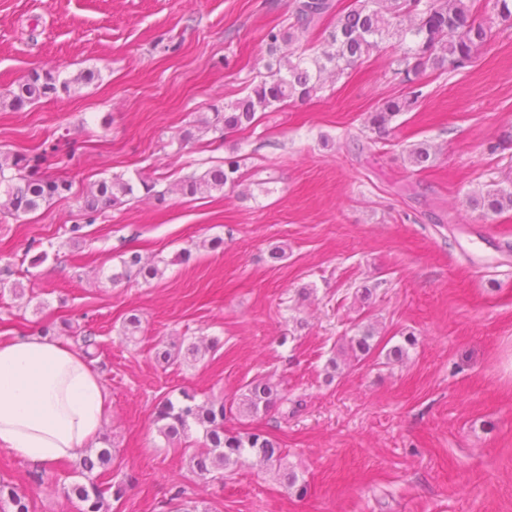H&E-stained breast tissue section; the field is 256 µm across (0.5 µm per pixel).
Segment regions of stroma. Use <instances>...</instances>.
<instances>
[{
	"label": "stroma",
	"mask_w": 512,
	"mask_h": 512,
	"mask_svg": "<svg viewBox=\"0 0 512 512\" xmlns=\"http://www.w3.org/2000/svg\"><path fill=\"white\" fill-rule=\"evenodd\" d=\"M292 3L0 0V154L63 134L77 152L54 170L76 190L115 174L134 188L76 242L75 200L0 216V267L25 287L21 298L0 288V337L65 320L95 334L114 448L106 478L126 487L109 512H174L180 488L209 512H512V211L485 217L468 204L512 180V145L490 148L512 131V30L465 70L427 72L414 109L380 135L369 113L404 90L386 68L391 42L317 97L220 140L199 132L211 105L267 75L266 34L293 23ZM42 68L98 77L4 106L14 81ZM421 142L436 148L424 170L408 161ZM230 159L240 188L176 192ZM280 242L287 256L271 262ZM131 250L164 259L163 275L104 281ZM131 313L133 341L122 333ZM365 328L375 350L357 362L347 341ZM184 341L203 345L200 360H157ZM395 345L403 362L386 360ZM258 375L286 403L224 426L280 442L305 494L249 463L202 480L158 433L161 398L228 402ZM80 480L78 459L43 467L0 450V481L31 512H79L63 489Z\"/></svg>",
	"instance_id": "35a3bbf8"
}]
</instances>
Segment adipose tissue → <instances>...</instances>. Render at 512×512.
<instances>
[{
    "label": "adipose tissue",
    "mask_w": 512,
    "mask_h": 512,
    "mask_svg": "<svg viewBox=\"0 0 512 512\" xmlns=\"http://www.w3.org/2000/svg\"><path fill=\"white\" fill-rule=\"evenodd\" d=\"M109 395L81 351L47 336L0 339V447L50 465L96 447Z\"/></svg>",
    "instance_id": "adipose-tissue-1"
}]
</instances>
